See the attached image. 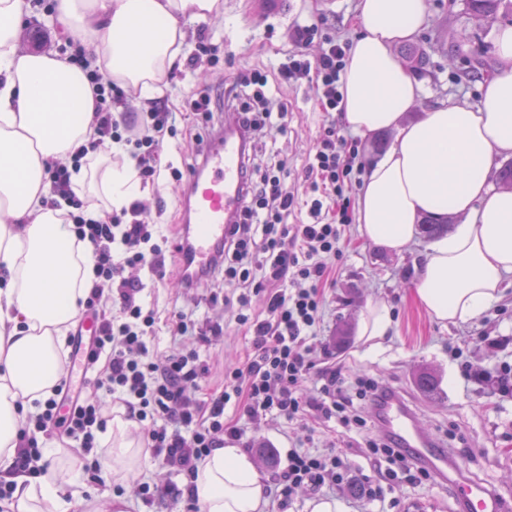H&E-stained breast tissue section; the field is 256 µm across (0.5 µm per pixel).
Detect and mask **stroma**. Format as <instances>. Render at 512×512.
<instances>
[{
	"instance_id": "obj_1",
	"label": "stroma",
	"mask_w": 512,
	"mask_h": 512,
	"mask_svg": "<svg viewBox=\"0 0 512 512\" xmlns=\"http://www.w3.org/2000/svg\"><path fill=\"white\" fill-rule=\"evenodd\" d=\"M359 0H224L223 17L211 18L205 26H190L188 46H195L200 33L223 34L216 55L208 57L202 87L220 92L253 69L283 62L291 49L294 24L325 17L342 40H351L352 20ZM428 22L414 37V45L428 57L420 74L421 103L407 113V120L441 103L474 106L480 100V82L466 78L465 70L476 48L492 46L500 26L512 25V4H503L496 24L478 25L469 15L464 0H427ZM292 109L288 133L277 138L281 157L290 174L301 173L319 135L322 116L316 90L307 81L285 89ZM184 187L170 178L146 186L143 201L150 219L169 227L183 223ZM431 244L416 236L402 254H390L352 233L345 258L333 285L327 286L324 327L321 338L327 359L345 365L355 375L371 377L392 388L416 417L417 427L428 439L448 449L465 465L469 476L502 493L506 512H512V387L500 390L494 380L503 366H512V287L479 319L444 326L430 318L411 294L413 270ZM179 259L166 256V276L146 289V303L160 313L185 306L203 318L226 324L223 349L196 342L201 359L209 368L199 397L209 400L222 390L225 366L236 362L249 349L243 327L225 307V299L236 298L237 282L226 281L200 288L177 287ZM386 301L393 310L395 331L383 349L372 350L360 340L358 323L367 303ZM347 326L346 341H338L337 330ZM431 368L440 378L441 394L427 397L417 386L420 367ZM255 439L245 451L266 481H273L277 463L288 448L305 443V432L282 419L269 418L252 426ZM274 454L275 465L262 458L260 447ZM150 484L154 495H140L139 483ZM186 481L161 461L143 456L139 470L122 482L105 478L103 484H82L81 498L72 512H95L97 506L123 493L129 512H183ZM364 512H464L447 483L436 478L406 484L394 482L384 502L365 505Z\"/></svg>"
}]
</instances>
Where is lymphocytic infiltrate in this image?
Instances as JSON below:
<instances>
[{"instance_id": "obj_1", "label": "lymphocytic infiltrate", "mask_w": 512, "mask_h": 512, "mask_svg": "<svg viewBox=\"0 0 512 512\" xmlns=\"http://www.w3.org/2000/svg\"><path fill=\"white\" fill-rule=\"evenodd\" d=\"M323 18L293 27V47L285 62L240 79L252 88L251 103L234 112L237 125L255 145L267 129L286 132L288 107L280 100L284 88L299 79L314 80L317 104L324 119L319 141L308 155L302 190L285 182V163L270 149L271 165H243L245 204L229 235L217 247L213 266L183 278L182 287L195 288L221 279L242 283L234 320L251 337L244 359L224 369V389L208 406L195 399L205 366L197 351L159 352L155 324L158 310L142 298V270L160 273L171 246L168 230L149 221L142 201L101 221L84 217L85 206L73 191L67 166L46 170L49 203L64 200L71 211L78 240L94 248L97 282L84 306L98 322L99 333L88 352L83 396L67 382L54 385L40 413L20 428L22 445L16 457L19 470L33 478L48 471L43 440L63 432L76 442L78 457L94 452L99 436L112 418L113 406L124 409L126 420L144 433L152 457L162 460L177 475L194 479L197 466L225 439H243L249 424L272 415L315 430L323 425L344 437H361L373 468L396 467L408 482L427 477L426 469L411 463L406 449L385 433L373 432L366 408H378L391 395L377 381L346 378L341 368L320 366L325 349L321 341L325 288L334 283L336 262L343 256L351 224L345 204L356 158L353 137L336 121L348 49L346 42L324 32ZM323 41L317 56L306 46L315 36ZM96 102L95 120L100 140L123 143L137 164L141 182L158 183L162 171L175 179L194 171L162 163L165 135L176 134V117L163 101H153L142 121L116 118L113 108L125 94L100 70L88 73ZM307 218L295 220L296 210ZM116 292L119 315L105 309V289ZM264 295L265 313L251 311V298ZM352 466L346 451L313 454L289 449L287 464L270 494L279 512H285L293 489L333 491L347 485Z\"/></svg>"}]
</instances>
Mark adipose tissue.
<instances>
[{"label":"adipose tissue","instance_id":"adipose-tissue-1","mask_svg":"<svg viewBox=\"0 0 512 512\" xmlns=\"http://www.w3.org/2000/svg\"><path fill=\"white\" fill-rule=\"evenodd\" d=\"M24 0H0V482L14 488L13 512H68L71 472L29 481L15 467L19 430L63 374L67 334L96 276L92 248L75 241L60 210L43 203L48 166L92 148L71 176L74 191L99 186L108 209L141 194L123 144L96 145L95 98L87 72L56 56L20 51ZM224 12V0H57L54 22L80 40L112 80L151 100L181 55L189 25ZM428 21L426 0H359L345 63L341 120L362 137L390 131V149L358 193L361 238L399 254L426 215L459 222L430 246L412 278L432 320H475L512 275V189L494 185L499 157L512 156V25L499 28V66L477 106L444 103L404 122L421 86L396 53ZM395 323L387 303L368 304L359 336L381 348ZM112 475L133 471L141 450L130 422L114 417ZM263 476L228 443L202 460L191 483L201 512H263Z\"/></svg>","mask_w":512,"mask_h":512}]
</instances>
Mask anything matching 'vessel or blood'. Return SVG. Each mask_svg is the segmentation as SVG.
I'll use <instances>...</instances> for the list:
<instances>
[{"mask_svg":"<svg viewBox=\"0 0 512 512\" xmlns=\"http://www.w3.org/2000/svg\"><path fill=\"white\" fill-rule=\"evenodd\" d=\"M244 155L242 133L235 124H225L223 132L211 136L197 172L189 179L185 199L188 223L185 249L190 273H199L210 266L217 245L223 242L242 208ZM379 420L401 446L411 449L416 460L451 482L465 512H503L501 494L482 482L461 475V465L456 458L425 439L401 401L391 400L384 404Z\"/></svg>","mask_w":512,"mask_h":512,"instance_id":"vessel-or-blood-1","label":"vessel or blood"}]
</instances>
